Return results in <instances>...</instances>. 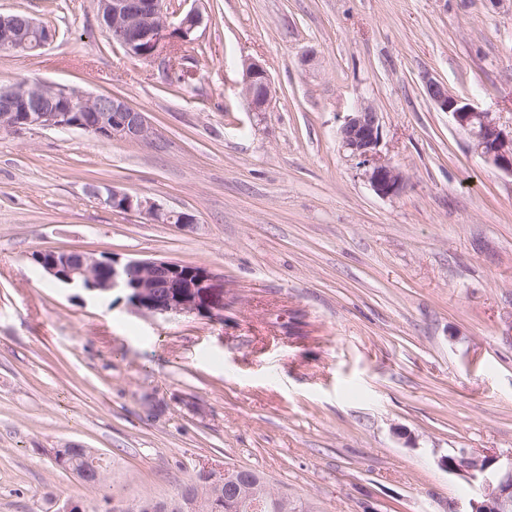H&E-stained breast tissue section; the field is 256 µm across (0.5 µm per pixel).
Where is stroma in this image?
<instances>
[{"label": "stroma", "instance_id": "1", "mask_svg": "<svg viewBox=\"0 0 512 512\" xmlns=\"http://www.w3.org/2000/svg\"><path fill=\"white\" fill-rule=\"evenodd\" d=\"M199 64L133 58L97 0H0L54 31L0 53V85L117 94L148 143L0 135V512L174 495L202 466L254 470L320 512H466L443 457L512 454V176L425 93L443 82L512 130V0H171ZM314 53V64L303 62ZM260 60L267 112L241 94ZM363 99L406 177L378 196L338 128ZM116 187L192 215L151 224ZM162 259L215 275L224 310L146 317L59 285L37 250ZM114 462L105 485L53 448ZM243 95L253 112L269 111L276 97V90L267 70L256 59H249L244 63ZM92 448H69L64 451L63 458L52 456L56 466L65 471H71L87 484L98 485L106 482L112 460L103 453ZM102 470L104 474L97 476L96 470Z\"/></svg>", "mask_w": 512, "mask_h": 512}]
</instances>
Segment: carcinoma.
I'll return each mask as SVG.
<instances>
[{
    "mask_svg": "<svg viewBox=\"0 0 512 512\" xmlns=\"http://www.w3.org/2000/svg\"><path fill=\"white\" fill-rule=\"evenodd\" d=\"M59 468L70 471L87 484L106 482L112 460L91 448H69L55 458ZM140 512H313V506L300 500L281 499L278 491L259 473L254 482L228 494L225 485H215L201 472L179 484L169 498L143 497Z\"/></svg>",
    "mask_w": 512,
    "mask_h": 512,
    "instance_id": "obj_1",
    "label": "carcinoma"
}]
</instances>
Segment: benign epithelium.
<instances>
[{
  "label": "benign epithelium",
  "instance_id": "1",
  "mask_svg": "<svg viewBox=\"0 0 512 512\" xmlns=\"http://www.w3.org/2000/svg\"><path fill=\"white\" fill-rule=\"evenodd\" d=\"M97 16L103 32L134 58L151 60L165 49L171 33L182 41L203 21L195 9L171 26L166 0H98ZM54 33L28 15L0 14V45L12 52L29 53L46 48ZM243 95L252 112H267L276 90L264 65L250 59L244 63ZM426 95L454 125L470 137V147L487 164L512 175V135H507L489 112L477 110L448 87L430 79ZM79 131L109 141L146 143L156 135L145 113L119 95H88L74 88L53 84H16L0 90V134L27 130ZM382 125L375 105L363 100L345 116L339 128L342 151L379 196L393 197L405 184L403 172L381 155ZM91 194L114 210L138 216L153 224H194L191 215L168 210L150 198L134 196L117 188ZM33 262L56 282L96 294L118 291L133 309L149 315L201 314L211 316L224 308V299L214 289L215 275L205 267H187L169 260L101 259L84 250H40ZM441 465L461 475L474 494L467 512H512V455L448 456ZM214 480L246 481L247 469L217 471L202 468Z\"/></svg>",
  "mask_w": 512,
  "mask_h": 512
}]
</instances>
